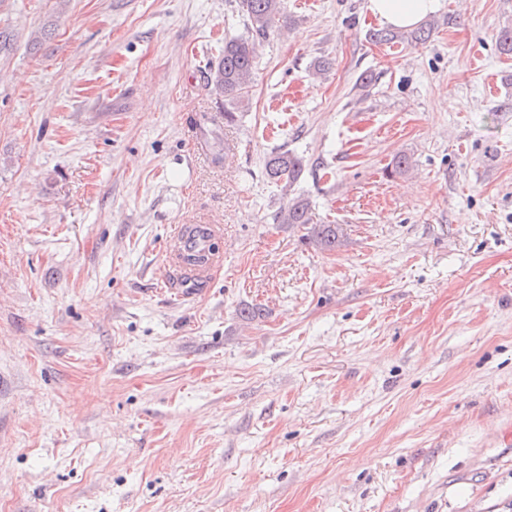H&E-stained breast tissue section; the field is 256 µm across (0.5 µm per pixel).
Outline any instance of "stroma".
Returning a JSON list of instances; mask_svg holds the SVG:
<instances>
[{
	"label": "stroma",
	"mask_w": 512,
	"mask_h": 512,
	"mask_svg": "<svg viewBox=\"0 0 512 512\" xmlns=\"http://www.w3.org/2000/svg\"><path fill=\"white\" fill-rule=\"evenodd\" d=\"M433 18L285 0L228 123L237 0H0V512H512V0ZM178 224L224 227L181 301ZM368 1V9L375 17L387 25L401 28L372 31L369 34V38L372 41L376 43L416 45L425 43L431 37L434 23L428 21L420 22L436 8L438 0ZM411 27L414 28L407 29ZM265 175L271 183L284 182L283 187H290L298 182L304 172L302 157L288 150H275L265 161ZM281 224L289 228H297L305 232L301 238L314 244L321 251H333L340 246L343 238V228L339 224H314L308 203L294 198L279 212Z\"/></svg>",
	"instance_id": "35a3bbf8"
}]
</instances>
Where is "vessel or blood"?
Wrapping results in <instances>:
<instances>
[{
	"mask_svg": "<svg viewBox=\"0 0 512 512\" xmlns=\"http://www.w3.org/2000/svg\"><path fill=\"white\" fill-rule=\"evenodd\" d=\"M224 232L217 224H192L176 226L167 249V271L162 274V284L178 278L185 284H203L212 276L221 260L217 244Z\"/></svg>",
	"mask_w": 512,
	"mask_h": 512,
	"instance_id": "b4317fda",
	"label": "vessel or blood"
}]
</instances>
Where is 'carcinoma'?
Returning <instances> with one entry per match:
<instances>
[{
	"label": "carcinoma",
	"instance_id": "cac0c4a2",
	"mask_svg": "<svg viewBox=\"0 0 512 512\" xmlns=\"http://www.w3.org/2000/svg\"><path fill=\"white\" fill-rule=\"evenodd\" d=\"M249 36L224 42V50L217 60L208 64L207 85L224 100H239L249 87L256 59V40L266 37L283 14L284 0H239ZM433 23L424 21L412 29H380L369 34L376 43L421 44L431 37ZM265 175L272 183L290 187L298 182L304 172L302 157L288 151L275 150L265 161ZM280 223L302 231L301 238L314 244L321 251H333L340 246L343 228L340 224H316L308 203L293 199L280 211Z\"/></svg>",
	"mask_w": 512,
	"mask_h": 512
}]
</instances>
